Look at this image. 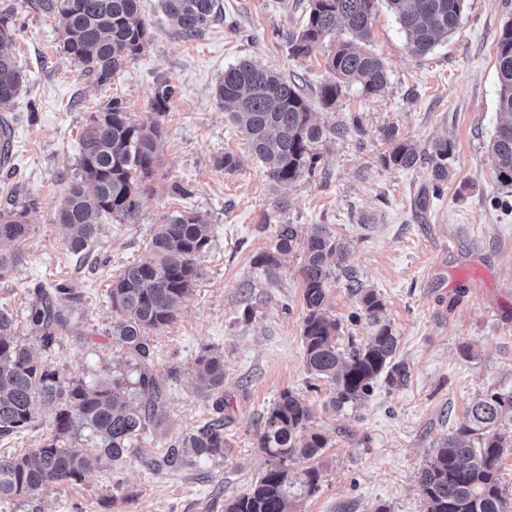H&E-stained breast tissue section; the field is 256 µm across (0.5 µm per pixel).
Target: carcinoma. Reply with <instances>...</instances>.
<instances>
[{
    "label": "carcinoma",
    "mask_w": 512,
    "mask_h": 512,
    "mask_svg": "<svg viewBox=\"0 0 512 512\" xmlns=\"http://www.w3.org/2000/svg\"><path fill=\"white\" fill-rule=\"evenodd\" d=\"M413 53L425 54L437 41L462 25L466 0H385ZM378 0H309L301 29L288 34L292 56L307 57L327 39L336 47L326 64L332 78L321 85L323 106L336 105L342 90L354 85L366 95H377L387 85L382 61L370 52L371 28ZM160 7L178 33L194 37L216 20L217 0H160ZM36 10L57 21L64 53L71 56L81 75L98 85H108L143 48L147 33L140 0H36ZM343 25L349 39L336 38ZM13 13L0 12V112L10 110L26 83L18 66L13 37ZM498 113L500 122L490 153L496 180L512 189V19L498 41ZM230 120L265 163L273 188L279 190L302 177L315 175L321 160L315 144L324 135L342 138L344 123L330 129L312 122L311 107L293 81L242 59L224 69L216 86ZM171 89L155 94L156 118L144 125L132 120L122 101L110 100L91 116L81 139L79 175L58 212L66 229V247L80 258L98 225L93 217L109 215L132 220L139 212L146 180L159 166L158 144L163 136L161 117ZM392 141L382 156L386 165L431 168L434 180L448 177L453 145L437 141L420 149L406 141ZM29 206L0 210V244L19 245L30 238ZM291 224L277 229L274 251L261 257L269 269L297 245ZM211 241V227L190 212H178L159 225L150 254L123 268L112 281L108 298L118 319L112 324V341L123 350L127 369L112 374L103 384L66 380L47 360L69 330L67 311L82 297L64 282L35 288L23 312L0 308V437L29 427L37 404L55 407L52 432L34 447L0 459V500L17 501L42 495L53 487L78 482L92 470L119 474L147 434L167 419V369H154L153 334L172 324L177 306L191 291L199 272L194 257ZM300 267L307 315L302 343L307 371L325 381L338 408L355 407L386 375L390 383L407 377L403 363L393 362L398 337L385 322L381 295L356 280L348 288L372 335L349 351L338 348L340 325L323 315L331 270L327 260H345L343 247L322 225L302 241ZM23 260L20 251L0 249V279L11 275ZM195 370L212 389L224 386V358L205 353L195 360ZM512 413V392L487 393L473 401L455 432L442 437L431 461L417 480L426 512H508L506 489L501 483L500 461L512 447L501 435L499 423ZM311 411L299 394L286 390L270 408L260 436L268 456L267 468L248 492L224 503V512H291L292 503L318 489L320 473L310 466L294 470L299 461L314 459L328 440L310 428ZM93 441L96 453L83 454L69 446L78 435ZM224 455V398L213 404L211 419L196 432L169 445L162 463L178 468L192 459L212 460Z\"/></svg>",
    "instance_id": "carcinoma-1"
}]
</instances>
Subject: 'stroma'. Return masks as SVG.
<instances>
[{
	"instance_id": "obj_1",
	"label": "stroma",
	"mask_w": 512,
	"mask_h": 512,
	"mask_svg": "<svg viewBox=\"0 0 512 512\" xmlns=\"http://www.w3.org/2000/svg\"><path fill=\"white\" fill-rule=\"evenodd\" d=\"M222 15L202 35L174 34L159 0H141L150 38L144 49L99 86L59 51L53 18L26 0H0L14 11L16 57L27 83L7 117L12 154L0 168V209L35 200L24 262L0 280V307L21 309L37 285L67 282L82 296L70 312L72 334L51 362L62 377L111 380L125 358L110 336L117 315L107 299L120 270L147 255L166 217L189 211L211 226V243L195 261L199 277L169 327L158 331L155 364L176 367L167 385L168 416L121 478L95 470L35 499L0 502V512H224L266 469L259 436L281 392L300 394L312 427L328 445L314 458L320 489L293 512H425L417 475L436 442L490 392H512V193L495 178L489 154L498 125L497 43L512 18V0H467L462 27L423 56L414 55L386 5H379L369 50L388 73L386 88L367 96L344 90L335 106L316 105L329 80L332 41L295 58L288 33L298 31L308 0H221ZM243 58L295 81L314 101L318 124H347L346 137L318 145L322 160L278 208L263 162L230 122L215 95L225 69ZM173 95L162 118L161 164L147 183L138 216L99 217L89 243L99 266L77 268L58 211L78 171L79 138L92 113L120 99L133 121L154 116L161 84ZM397 139L420 147L453 143L448 177L384 164ZM239 159L225 170V153ZM427 207H419L420 197ZM299 237L326 227L346 257L333 266L324 309L340 325L341 348L371 329L346 288L349 276L376 289L398 338L395 361L406 383L378 379L354 408L336 409L324 380L308 373L301 338L307 314L301 250L275 272L258 264L273 250L279 225ZM224 358V386L212 390L194 373L204 352ZM224 399V455L178 470L160 461L175 439L195 432ZM54 409L39 406L30 427L0 439V456L50 434Z\"/></svg>"
}]
</instances>
